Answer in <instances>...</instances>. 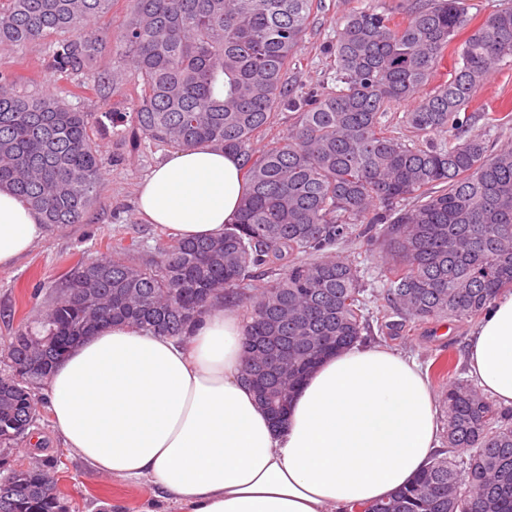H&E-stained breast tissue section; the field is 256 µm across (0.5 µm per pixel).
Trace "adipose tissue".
<instances>
[{"mask_svg": "<svg viewBox=\"0 0 512 512\" xmlns=\"http://www.w3.org/2000/svg\"><path fill=\"white\" fill-rule=\"evenodd\" d=\"M249 185L230 153H173L137 188V209L177 239L223 235ZM41 214L0 187V269L45 236ZM244 325L222 303L192 336L110 323L44 382L53 428L97 471L146 482L190 512H345L410 484L438 450L435 398L418 364L383 347L323 359L275 429L241 379ZM468 372L512 407V291L473 332Z\"/></svg>", "mask_w": 512, "mask_h": 512, "instance_id": "obj_1", "label": "adipose tissue"}]
</instances>
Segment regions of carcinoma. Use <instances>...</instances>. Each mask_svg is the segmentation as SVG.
Masks as SVG:
<instances>
[{
    "label": "carcinoma",
    "mask_w": 512,
    "mask_h": 512,
    "mask_svg": "<svg viewBox=\"0 0 512 512\" xmlns=\"http://www.w3.org/2000/svg\"><path fill=\"white\" fill-rule=\"evenodd\" d=\"M115 35L90 36L112 0H0V49L42 42L59 75L84 71L108 39L141 78L134 128L173 150L199 144L240 157L249 193L218 238L174 240L149 264L130 260L136 241H112V255L79 261L60 296L15 338L9 368L27 363L34 338L64 328L81 339L123 320L160 336L185 337L202 309L221 299L246 307L241 377L266 409L287 414L295 392L326 356L356 345L369 327L365 288L349 262L325 253L364 238L384 259V315L402 324L478 319L512 288V147L491 150V128L509 112L467 111L494 66L512 56V7L472 26L465 0H408L395 12L367 8L342 17L333 51L336 90L301 95L288 66L318 0H128ZM466 32L458 67L428 91L450 43ZM122 73L97 76L112 92ZM0 68V187L38 210L49 227L85 221L104 161L91 114L53 94L22 96ZM414 100L395 135L381 122ZM294 112L282 136L258 150L275 111ZM264 277L255 294L247 282ZM72 344L39 352L28 379L0 377V443L27 434L33 386ZM448 447L407 487L350 512H512V425L470 385L444 395ZM0 512H66L45 465L0 475Z\"/></svg>",
    "instance_id": "obj_1"
}]
</instances>
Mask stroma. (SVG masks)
<instances>
[{
  "mask_svg": "<svg viewBox=\"0 0 512 512\" xmlns=\"http://www.w3.org/2000/svg\"><path fill=\"white\" fill-rule=\"evenodd\" d=\"M396 0H322L321 9L311 18L310 28L288 75L296 90L336 87V61L329 48L343 15L353 9L389 10ZM46 47L36 43L10 55L0 56V66L17 72V93L37 96L46 90L64 92L81 83L85 92L76 98L81 110L91 113L94 136L106 159L102 185L84 223L49 230L27 255L13 267L0 269V352L16 334L35 321L55 296L61 276L80 260H94L105 253L115 239L136 240L137 262L155 259L159 247L168 243L166 230L143 221L136 208V191L153 168L165 160L166 148L139 136L122 116L131 112L140 91L134 75L112 44H105L90 70L69 77L46 68ZM121 71L125 80L118 92L102 97L92 85L98 74ZM473 112L512 113V57L498 62L488 80L477 88L469 105ZM333 255L357 265L368 291L382 289V264L366 244L355 240L336 244ZM473 320L413 323L392 333L371 322L363 340L401 351L414 358L427 376L435 396H442L449 380L467 381V349ZM0 462L23 468L36 462L48 465L56 489L68 512H101L119 503L123 512H141L152 489L102 474L65 448L51 424L45 403H38L27 437L11 445L0 444Z\"/></svg>",
  "mask_w": 512,
  "mask_h": 512,
  "instance_id": "stroma-1",
  "label": "stroma"
}]
</instances>
